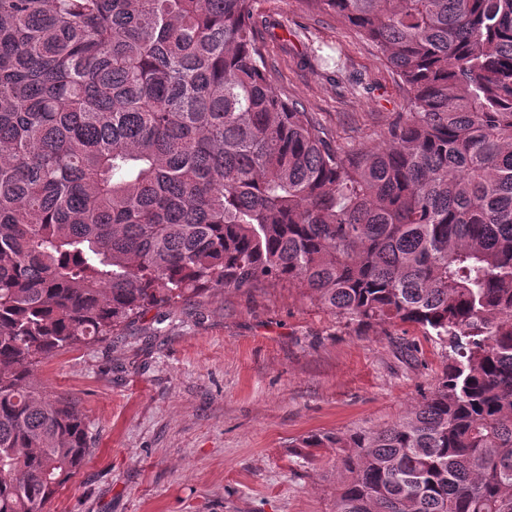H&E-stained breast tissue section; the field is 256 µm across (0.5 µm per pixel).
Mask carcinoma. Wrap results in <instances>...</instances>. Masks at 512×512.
Here are the masks:
<instances>
[{
	"label": "carcinoma",
	"mask_w": 512,
	"mask_h": 512,
	"mask_svg": "<svg viewBox=\"0 0 512 512\" xmlns=\"http://www.w3.org/2000/svg\"><path fill=\"white\" fill-rule=\"evenodd\" d=\"M255 0H0V512L82 466L36 367L258 281L448 347L431 394L336 448L335 512H512V0H302L408 87L375 151L263 71Z\"/></svg>",
	"instance_id": "obj_1"
}]
</instances>
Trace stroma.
I'll use <instances>...</instances> for the list:
<instances>
[{
    "label": "stroma",
    "instance_id": "stroma-1",
    "mask_svg": "<svg viewBox=\"0 0 512 512\" xmlns=\"http://www.w3.org/2000/svg\"><path fill=\"white\" fill-rule=\"evenodd\" d=\"M254 13L273 28L260 41L276 94L340 146L381 145L410 93L376 48L302 0ZM445 364L421 329L357 326L285 283L148 311L38 366L91 436L47 512H333L336 451L302 440L395 424Z\"/></svg>",
    "mask_w": 512,
    "mask_h": 512
}]
</instances>
